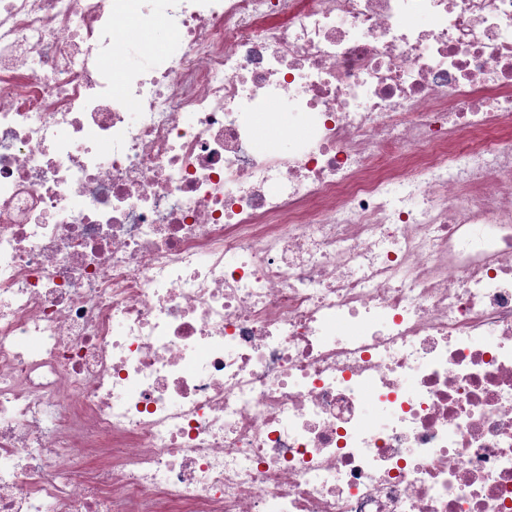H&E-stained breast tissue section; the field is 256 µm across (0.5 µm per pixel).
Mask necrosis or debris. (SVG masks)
Here are the masks:
<instances>
[{
    "label": "necrosis or debris",
    "mask_w": 512,
    "mask_h": 512,
    "mask_svg": "<svg viewBox=\"0 0 512 512\" xmlns=\"http://www.w3.org/2000/svg\"><path fill=\"white\" fill-rule=\"evenodd\" d=\"M0 512H512V0H0ZM152 47L153 45L146 38H144L138 31H136L135 29H129L127 32L124 52L121 56V59L125 60L128 64L131 65L139 64L146 56L143 48L151 49ZM133 55H139L141 57V60H133Z\"/></svg>",
    "instance_id": "1"
}]
</instances>
